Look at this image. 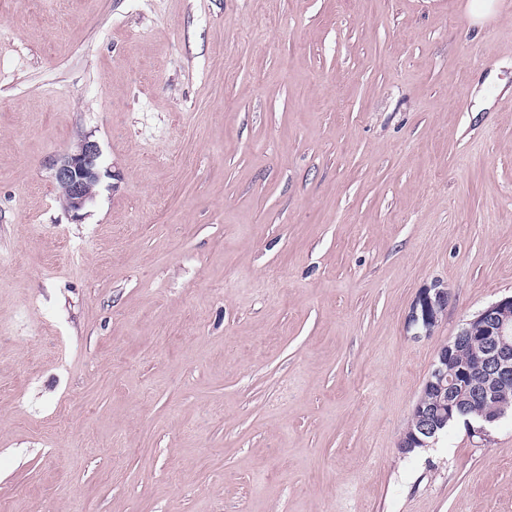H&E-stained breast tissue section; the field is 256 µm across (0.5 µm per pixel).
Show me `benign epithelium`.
I'll list each match as a JSON object with an SVG mask.
<instances>
[{
  "label": "benign epithelium",
  "mask_w": 512,
  "mask_h": 512,
  "mask_svg": "<svg viewBox=\"0 0 512 512\" xmlns=\"http://www.w3.org/2000/svg\"><path fill=\"white\" fill-rule=\"evenodd\" d=\"M52 179L59 190V201L69 216L79 221L83 211L98 193L102 171L98 143L84 136L71 149L49 160ZM446 288H425L413 301L407 327L431 334L448 308ZM480 342L479 372L460 358L469 342ZM512 390V295L504 296L464 319L454 336L443 344L412 409L415 428L400 437L398 446L407 454L435 442L449 421L464 420L471 435L482 440L506 413L491 407L501 393Z\"/></svg>",
  "instance_id": "7a95c632"
}]
</instances>
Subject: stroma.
Masks as SVG:
<instances>
[{"label": "stroma", "instance_id": "35a3bbf8", "mask_svg": "<svg viewBox=\"0 0 512 512\" xmlns=\"http://www.w3.org/2000/svg\"><path fill=\"white\" fill-rule=\"evenodd\" d=\"M497 2L0 0V507L512 512L511 415L398 448L512 293ZM85 135L74 221L48 161ZM52 179L59 190V201L72 220L79 221L83 211L98 193L104 175L98 143L83 136L71 149L49 160ZM450 293L447 288H424L413 301L407 315V327L417 330L415 336L421 332L430 335L448 308Z\"/></svg>", "mask_w": 512, "mask_h": 512}]
</instances>
